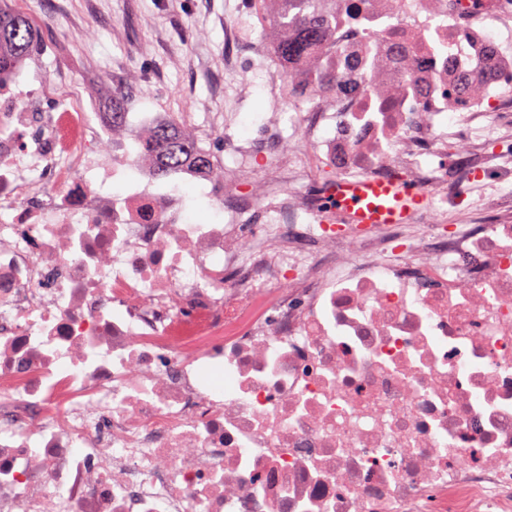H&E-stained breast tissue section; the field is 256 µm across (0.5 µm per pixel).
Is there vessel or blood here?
Here are the masks:
<instances>
[{
    "mask_svg": "<svg viewBox=\"0 0 512 512\" xmlns=\"http://www.w3.org/2000/svg\"><path fill=\"white\" fill-rule=\"evenodd\" d=\"M322 217L345 211L352 224H405L428 206V196L413 184L397 178L373 181L340 178L326 191Z\"/></svg>",
    "mask_w": 512,
    "mask_h": 512,
    "instance_id": "obj_1",
    "label": "vessel or blood"
}]
</instances>
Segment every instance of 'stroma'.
Wrapping results in <instances>:
<instances>
[{
  "instance_id": "35a3bbf8",
  "label": "stroma",
  "mask_w": 512,
  "mask_h": 512,
  "mask_svg": "<svg viewBox=\"0 0 512 512\" xmlns=\"http://www.w3.org/2000/svg\"><path fill=\"white\" fill-rule=\"evenodd\" d=\"M34 21L39 50L22 81L77 88L93 111L109 112L112 89L131 84L128 130L149 129L168 115L192 127L200 146L232 164L225 135L253 152L251 182L277 176L267 146L269 123L285 111L284 88L267 32L274 20L262 0H17ZM236 113L225 130V113Z\"/></svg>"
}]
</instances>
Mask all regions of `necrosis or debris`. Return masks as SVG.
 Masks as SVG:
<instances>
[{
    "label": "necrosis or debris",
    "instance_id": "4bbe7bcc",
    "mask_svg": "<svg viewBox=\"0 0 512 512\" xmlns=\"http://www.w3.org/2000/svg\"><path fill=\"white\" fill-rule=\"evenodd\" d=\"M268 9L328 35L288 63L254 236L232 179L195 223L207 174L119 180L132 144L84 101L0 87V512H512V0ZM297 140L434 204L313 223ZM478 179L495 223L443 224Z\"/></svg>",
    "mask_w": 512,
    "mask_h": 512
}]
</instances>
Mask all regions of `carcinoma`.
Masks as SVG:
<instances>
[{
    "label": "carcinoma",
    "instance_id": "obj_1",
    "mask_svg": "<svg viewBox=\"0 0 512 512\" xmlns=\"http://www.w3.org/2000/svg\"><path fill=\"white\" fill-rule=\"evenodd\" d=\"M290 26L293 32L283 34L275 45V53L284 63L306 54L326 36L323 23L313 12L292 19L283 17L282 27ZM36 47L35 25L30 17L20 10L0 9V73L21 71ZM131 109L128 88L116 87L112 92V130L126 127ZM140 146L142 155L152 160L146 173L153 178L169 177L185 168L204 169L217 178L224 177V165L198 146L174 119L155 124L141 139Z\"/></svg>",
    "mask_w": 512,
    "mask_h": 512
}]
</instances>
